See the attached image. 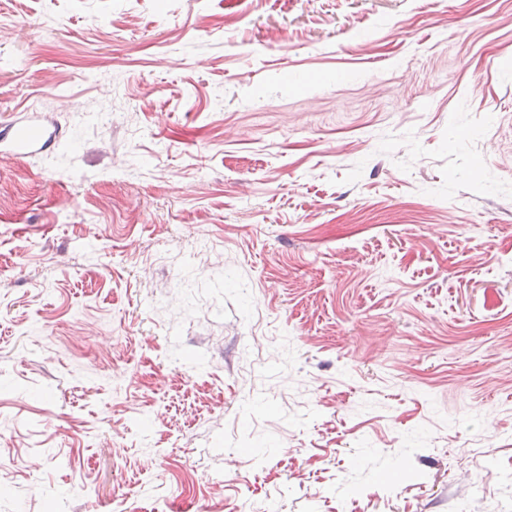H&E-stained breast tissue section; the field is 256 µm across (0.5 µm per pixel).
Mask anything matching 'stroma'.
Here are the masks:
<instances>
[{
    "label": "stroma",
    "mask_w": 512,
    "mask_h": 512,
    "mask_svg": "<svg viewBox=\"0 0 512 512\" xmlns=\"http://www.w3.org/2000/svg\"><path fill=\"white\" fill-rule=\"evenodd\" d=\"M0 512H512V0H0ZM13 138L15 147L28 153L31 151L43 150L50 141V136L46 138L44 131L31 125L14 126Z\"/></svg>",
    "instance_id": "35a3bbf8"
}]
</instances>
